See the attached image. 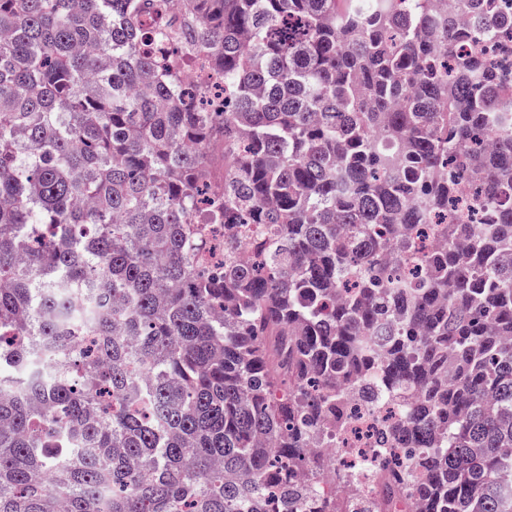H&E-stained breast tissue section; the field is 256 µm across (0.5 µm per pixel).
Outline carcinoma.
I'll return each mask as SVG.
<instances>
[{"label":"carcinoma","instance_id":"obj_1","mask_svg":"<svg viewBox=\"0 0 512 512\" xmlns=\"http://www.w3.org/2000/svg\"><path fill=\"white\" fill-rule=\"evenodd\" d=\"M478 43L512 54L499 0H0V512H512ZM464 182L486 223L448 221ZM350 397L404 409L370 492L308 447ZM189 82L193 85V89L202 90L201 99L206 100L209 103L212 97L218 92L215 76L210 73L206 61L200 57L197 58L196 64L192 69L186 72Z\"/></svg>","mask_w":512,"mask_h":512}]
</instances>
